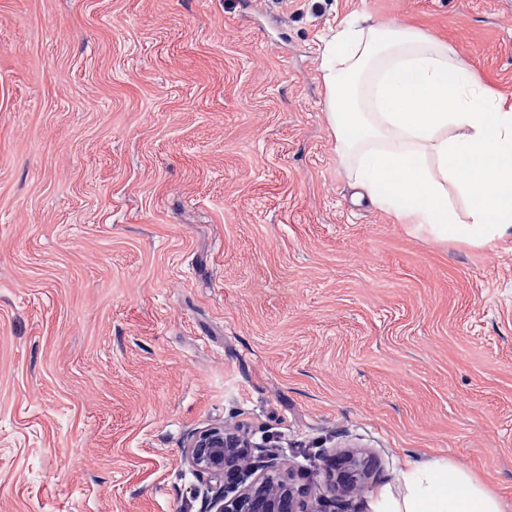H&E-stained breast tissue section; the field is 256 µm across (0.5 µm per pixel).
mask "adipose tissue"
Masks as SVG:
<instances>
[{"label":"adipose tissue","instance_id":"obj_1","mask_svg":"<svg viewBox=\"0 0 512 512\" xmlns=\"http://www.w3.org/2000/svg\"><path fill=\"white\" fill-rule=\"evenodd\" d=\"M329 118L341 158L376 207L439 239L482 245L512 229V107L491 100L467 64L425 33L398 24L345 25L325 50ZM377 69L374 109L360 108L362 76ZM470 207L460 221L449 190ZM403 490L381 491L374 512H502L460 464L423 461Z\"/></svg>","mask_w":512,"mask_h":512}]
</instances>
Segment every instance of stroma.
<instances>
[{"label":"stroma","mask_w":512,"mask_h":512,"mask_svg":"<svg viewBox=\"0 0 512 512\" xmlns=\"http://www.w3.org/2000/svg\"><path fill=\"white\" fill-rule=\"evenodd\" d=\"M351 18L512 105V0H0V512H202L222 424L334 512L422 460L512 512V230L359 197L322 57Z\"/></svg>","instance_id":"35a3bbf8"}]
</instances>
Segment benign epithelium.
<instances>
[{
  "instance_id": "obj_1",
  "label": "benign epithelium",
  "mask_w": 512,
  "mask_h": 512,
  "mask_svg": "<svg viewBox=\"0 0 512 512\" xmlns=\"http://www.w3.org/2000/svg\"><path fill=\"white\" fill-rule=\"evenodd\" d=\"M252 443L244 433L224 426L206 429L191 439L186 461L212 481L205 497L204 512H321L325 502L316 505L303 499L293 474L281 470L275 459L252 457ZM271 473L249 480L260 468ZM362 462L347 457L337 485L343 493L355 487Z\"/></svg>"
}]
</instances>
